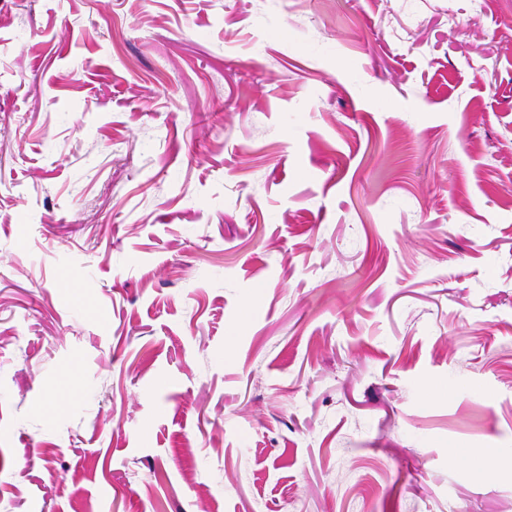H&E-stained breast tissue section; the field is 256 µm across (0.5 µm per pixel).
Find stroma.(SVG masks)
<instances>
[{"instance_id": "stroma-1", "label": "stroma", "mask_w": 512, "mask_h": 512, "mask_svg": "<svg viewBox=\"0 0 512 512\" xmlns=\"http://www.w3.org/2000/svg\"><path fill=\"white\" fill-rule=\"evenodd\" d=\"M0 512H512V0H0Z\"/></svg>"}]
</instances>
